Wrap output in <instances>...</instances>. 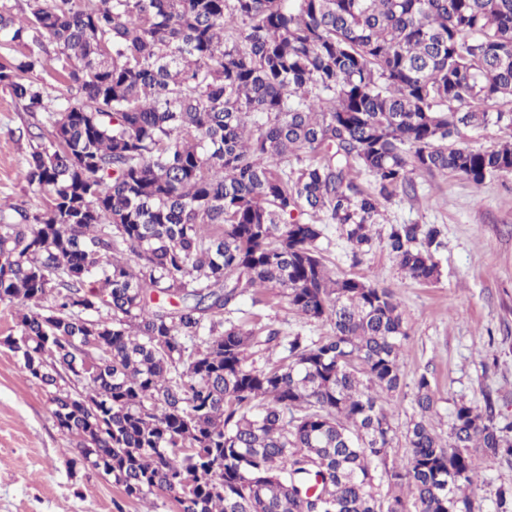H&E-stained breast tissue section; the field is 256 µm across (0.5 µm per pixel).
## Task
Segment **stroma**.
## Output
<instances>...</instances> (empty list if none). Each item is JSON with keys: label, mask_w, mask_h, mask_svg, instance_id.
<instances>
[{"label": "stroma", "mask_w": 512, "mask_h": 512, "mask_svg": "<svg viewBox=\"0 0 512 512\" xmlns=\"http://www.w3.org/2000/svg\"><path fill=\"white\" fill-rule=\"evenodd\" d=\"M35 119L0 90V199L36 205L41 198L19 177L34 143L19 128ZM414 191L397 192L384 206L381 236L360 262H353L342 226L328 224L321 240L326 266L391 289L409 329L401 359L402 386L381 403L393 428L399 464H406L408 422L416 418V382L427 376L434 396L429 424L448 437L454 404L465 400L512 415V174L476 186L448 174H413ZM395 224H422L441 231L438 281L421 284L399 267L385 239ZM225 317L247 329H280L318 337L328 324L292 311L286 299L246 294ZM71 443L57 429L40 385L22 372L18 357L0 346V512H145L111 478L71 465ZM478 481L471 494L493 512L498 488L512 486V462L476 457Z\"/></svg>", "instance_id": "1"}]
</instances>
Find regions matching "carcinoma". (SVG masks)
Here are the masks:
<instances>
[{"instance_id":"obj_1","label":"carcinoma","mask_w":512,"mask_h":512,"mask_svg":"<svg viewBox=\"0 0 512 512\" xmlns=\"http://www.w3.org/2000/svg\"><path fill=\"white\" fill-rule=\"evenodd\" d=\"M0 48V87L43 115L20 177L45 195L0 203L3 345L75 461L179 512H481L474 459L512 458V418L461 401L444 443L422 375L391 460L379 399L409 331L319 243L339 224L359 260L414 172L512 173V140L455 142L512 128L485 108L512 100V0H24L0 4ZM439 235L391 226L409 278L438 279ZM268 290L330 334L224 325ZM509 133L510 130L505 127V123H490L481 129L461 127L459 137L456 140L470 148L491 149L502 143Z\"/></svg>"}]
</instances>
